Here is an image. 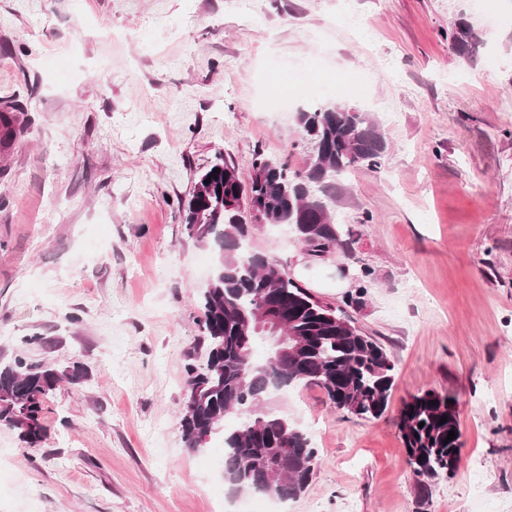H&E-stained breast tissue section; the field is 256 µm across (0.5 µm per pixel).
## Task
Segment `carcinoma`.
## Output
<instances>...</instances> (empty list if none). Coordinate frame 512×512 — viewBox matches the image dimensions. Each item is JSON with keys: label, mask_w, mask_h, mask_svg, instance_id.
Segmentation results:
<instances>
[{"label": "carcinoma", "mask_w": 512, "mask_h": 512, "mask_svg": "<svg viewBox=\"0 0 512 512\" xmlns=\"http://www.w3.org/2000/svg\"><path fill=\"white\" fill-rule=\"evenodd\" d=\"M456 55L474 57L480 41L459 19L448 32ZM19 107L0 110V151L13 144ZM296 121L311 160L302 170L288 162L253 154L248 184L234 163L217 162L199 174L179 204L187 236L214 254L211 276L201 294L202 363L186 365V400L180 416L185 447L196 451L208 437L224 436V483L239 495L260 493L286 502L308 487L318 463L311 440L294 422L267 406L271 395L296 383L320 387L336 410L378 419L389 407L397 378L395 363L382 345L365 334L341 308L324 304L297 284L278 261L252 250L259 224L245 223V205L263 204L266 225L288 224L307 254L317 260L347 252L349 231L336 223V181L363 166L379 171L388 144L374 117L340 101L301 109ZM220 172L212 174L213 169ZM210 183H205L206 179ZM370 271L356 274L346 305L356 306L368 293ZM267 299L288 313V355L273 347L268 357H253L255 314ZM80 366L65 370L49 362L17 355L0 363V426L18 432L33 447L43 441L44 400L66 379L84 381ZM434 390L403 401L397 411L404 448L420 459L411 477L417 512H426L432 485L458 469L464 441L457 402ZM445 423H440L442 417ZM424 426H419V423ZM456 438L448 441V432ZM276 448L288 449V474L271 483L263 469Z\"/></svg>", "instance_id": "1"}]
</instances>
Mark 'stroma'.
Masks as SVG:
<instances>
[{"label": "stroma", "mask_w": 512, "mask_h": 512, "mask_svg": "<svg viewBox=\"0 0 512 512\" xmlns=\"http://www.w3.org/2000/svg\"><path fill=\"white\" fill-rule=\"evenodd\" d=\"M490 7L494 29L469 0H0V105L26 120L0 154V362L88 371L49 394L38 446L0 428V512L225 502L222 435L194 452L178 421L213 264L179 203L221 160L244 181L258 150L305 166L294 112L266 104L283 72L304 91L296 109L306 87L347 78L344 103L391 145L382 172L343 177L336 221L353 233L350 269L371 272L355 324L398 376L378 419L343 415L314 385L270 400L319 430L317 470L282 512H415L396 414L427 389L456 400L464 440L428 512H512V0ZM462 18L484 43L471 62L448 38ZM253 248L331 306L353 287L288 226Z\"/></svg>", "instance_id": "obj_1"}]
</instances>
